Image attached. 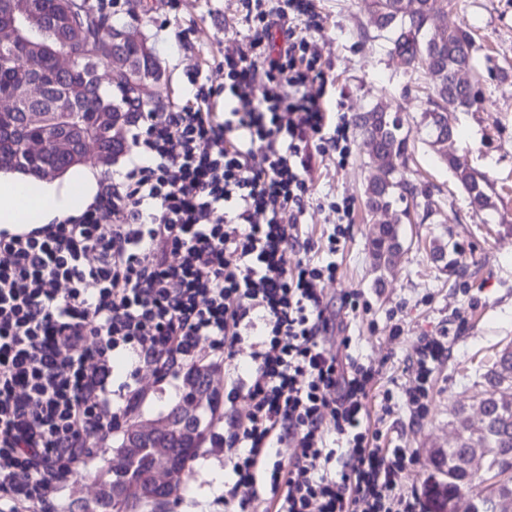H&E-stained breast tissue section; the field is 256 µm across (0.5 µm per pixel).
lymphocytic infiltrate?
<instances>
[{"label": "lymphocytic infiltrate", "instance_id": "1", "mask_svg": "<svg viewBox=\"0 0 512 512\" xmlns=\"http://www.w3.org/2000/svg\"><path fill=\"white\" fill-rule=\"evenodd\" d=\"M266 2L241 0L251 33L224 58L223 111L195 74L194 105L132 103L123 165L85 210L35 234L0 230V512H52L93 439L120 428L148 383L208 354L252 363L224 388L244 412L211 439L232 465L224 512H420L397 483L415 458L370 426L378 368L351 337L328 341L339 325L324 287L343 231L327 235L324 264L303 231L312 158L340 151L349 122L308 89L321 74L311 4L296 0L302 27L284 32V9ZM447 352L444 337H421L415 387L384 391L382 414L424 415Z\"/></svg>", "mask_w": 512, "mask_h": 512}]
</instances>
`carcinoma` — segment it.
I'll return each mask as SVG.
<instances>
[{
  "mask_svg": "<svg viewBox=\"0 0 512 512\" xmlns=\"http://www.w3.org/2000/svg\"><path fill=\"white\" fill-rule=\"evenodd\" d=\"M13 6L40 17L45 26L39 36L19 39L16 47L0 52V131H20L8 140L0 136V172L23 169L40 180L36 171L44 165L56 169L62 180L86 159L98 155L118 156L125 147L130 101L144 105L152 100L140 94L143 82L161 80L153 53L139 45L119 46L123 57L104 54L97 67L60 69L55 59L67 32L81 24L69 14L68 0H10ZM374 23L388 33L390 53L404 72L425 68L436 79L429 106L421 112L420 129L431 145L453 135L448 115L440 102L452 101L461 109L475 104L471 90L457 75L472 66L473 40L460 28L434 26L432 20L448 12V0H371ZM102 34L85 39V47L96 49L99 39H110L118 25L97 15ZM28 64L39 85L36 92L21 98L15 94L12 58ZM35 112L38 124L24 125V114ZM364 150L375 174L366 190L368 209L388 210L416 198L417 189L400 173L406 163L408 138L400 135L399 116L375 104L356 116ZM66 126L83 129L79 146L58 142ZM468 195L475 210L488 206L481 178L467 167L443 155ZM409 207L390 224H376L369 244L373 265L379 270L394 267L403 253L402 220H410ZM221 368L216 364L190 366L181 377L178 400L153 413L131 412L122 433L113 444L114 455L79 496L82 512H165L172 494L184 491L192 475V462L199 448L211 438L215 422L222 417L220 406ZM488 389L479 399L485 420L474 428L459 409L450 422L454 437L448 448L434 453L437 474L426 483L427 507L438 508L462 495L477 500H498L499 512H512V347L500 351L485 374ZM471 448L482 450L484 469L467 468Z\"/></svg>",
  "mask_w": 512,
  "mask_h": 512,
  "instance_id": "cac0c4a2",
  "label": "carcinoma"
}]
</instances>
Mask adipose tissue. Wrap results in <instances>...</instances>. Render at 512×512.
<instances>
[{"label": "adipose tissue", "instance_id": "1", "mask_svg": "<svg viewBox=\"0 0 512 512\" xmlns=\"http://www.w3.org/2000/svg\"><path fill=\"white\" fill-rule=\"evenodd\" d=\"M80 180L82 193L75 197L69 189L54 184L34 190L22 178L0 177V226L45 224L73 208L87 206L97 191V183L89 173L82 174Z\"/></svg>", "mask_w": 512, "mask_h": 512}]
</instances>
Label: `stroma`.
Listing matches in <instances>:
<instances>
[{
  "instance_id": "obj_1",
  "label": "stroma",
  "mask_w": 512,
  "mask_h": 512,
  "mask_svg": "<svg viewBox=\"0 0 512 512\" xmlns=\"http://www.w3.org/2000/svg\"><path fill=\"white\" fill-rule=\"evenodd\" d=\"M111 20L136 22L163 72V108L180 105L193 90L189 76L201 73L216 88L223 107L221 62L245 44L249 25L239 0H88ZM320 23L312 33L324 77L315 81L328 111L346 119L378 102L398 111L408 132L407 178L419 194L413 223L403 225L404 253L397 265L372 267L369 234L390 221L370 212L365 188L372 170L357 127L349 129L346 156L316 161L313 193L347 203L344 238L336 255V280L328 298L340 301L358 291L367 314L340 310L354 340L353 351L380 369L376 392L402 394L414 385L410 365L420 337L448 332L449 353L431 382L428 412L419 417L400 409L384 429L416 457L399 488L423 494L434 475L431 451L448 445V423L455 408L472 405L486 388L484 373L499 350L512 344V0H448L445 23L474 39L476 102L466 111L451 110L454 135L433 148L419 133L420 114L435 81L425 71L403 74L379 37L369 0H310ZM486 177V209L471 208L467 194L441 153ZM447 243L444 272L433 257L434 241ZM404 332L389 334L394 323ZM189 489L170 502L168 512H224V481L231 465L220 448L204 447L193 463Z\"/></svg>"
}]
</instances>
